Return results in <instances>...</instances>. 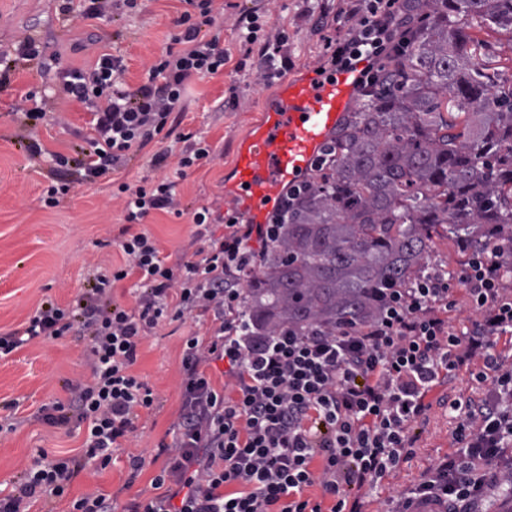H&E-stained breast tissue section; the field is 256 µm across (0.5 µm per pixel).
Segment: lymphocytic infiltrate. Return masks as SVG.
Returning <instances> with one entry per match:
<instances>
[{
  "label": "lymphocytic infiltrate",
  "instance_id": "1",
  "mask_svg": "<svg viewBox=\"0 0 512 512\" xmlns=\"http://www.w3.org/2000/svg\"><path fill=\"white\" fill-rule=\"evenodd\" d=\"M187 2L173 47L149 66L139 86L127 85L123 57L109 53L91 71H61L66 96L96 105L90 149L75 162L83 181L96 182L131 160L181 114L190 80L216 74L232 60L208 34L220 18L213 0ZM352 11L359 21L347 38L329 43L330 63L366 60L358 81L364 88L374 62L404 42L410 24L400 15V0H353ZM237 30L247 53L235 62L237 70L255 56L264 82L285 72L286 33L271 34L254 11L239 18ZM213 158L201 138L175 158L155 153L151 165H175L182 176ZM174 189L166 177L119 184L126 227L115 244L123 265L100 274L97 287L73 305L44 301L22 328L0 335V358L36 339L87 337L91 368L86 380L69 385L67 401L39 409L47 425L85 427L82 454L57 457L38 449L12 493L0 496V512H30L40 499L63 498L87 467L107 468L114 450L133 438L140 410H153L158 401L129 372L141 339L162 323L207 314L216 323L211 336L195 333L185 341L181 411L171 442L158 445L166 464L152 480L156 496L119 506L92 492L75 498L69 512H362L359 490L374 488L413 457L409 425L426 411L428 392L477 355L483 366L471 381L493 382L495 390L478 402H451L456 455L424 474L401 497L399 512L428 504L479 512L487 488L512 487V460L505 457L512 447V371L496 351L498 343L512 344L505 243L491 240L473 251L457 280L432 267L410 287L390 289L379 314L361 327L252 336L240 316L241 287L258 270L260 249L275 238L282 212L265 224L227 216L221 237L172 264L148 232L128 227L153 210L182 216ZM130 277L135 304L128 308L108 289ZM459 287L480 313L460 333L451 325ZM219 361L226 381L218 388L207 368ZM314 486L320 495H309Z\"/></svg>",
  "mask_w": 512,
  "mask_h": 512
}]
</instances>
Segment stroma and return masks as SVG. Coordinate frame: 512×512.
I'll list each match as a JSON object with an SVG mask.
<instances>
[{"label":"stroma","mask_w":512,"mask_h":512,"mask_svg":"<svg viewBox=\"0 0 512 512\" xmlns=\"http://www.w3.org/2000/svg\"><path fill=\"white\" fill-rule=\"evenodd\" d=\"M351 0H215L224 12V25L216 34L234 57L214 77L191 81L185 93V114L174 136L155 138L112 179L76 185L58 206L45 207L47 186L72 180L74 167L59 166L54 153H70L87 144L86 123L90 104L72 101L60 90L58 74L66 68H91L98 55L122 56L124 79L135 87L144 80L150 64L170 45L175 22L187 10L186 0H136L135 7H121L114 15L88 19L82 0H0V64L9 76L0 84V333L26 322L43 301L67 304L90 287L101 267L122 262L112 240L124 225V202L113 197L112 185L136 186L156 175L151 156L160 150L180 152L177 137L194 133L213 147L216 157L194 167L176 180L175 191L184 208L201 206L224 212V184L232 175L237 147L246 132L259 123L276 86L261 82L256 70L235 71L233 63L245 49L238 40L236 22L253 8L264 12L271 28L288 31L290 72L324 66L327 38L347 36L355 24ZM477 55L497 75L500 87L512 85V35L473 29ZM40 46L39 57L22 60L18 47L23 38ZM34 96L47 115L36 135L46 150L29 159L21 137L17 110L26 96ZM143 228L170 262H177L207 246L194 235L189 217H175L156 210ZM205 333L200 322H172L142 339L133 374L160 396V405L142 413L129 446L115 451L105 470L82 472L67 498L53 502L54 512H67L71 499L97 490L127 502L154 493L152 478L164 460L157 445L177 423L181 409L184 343L191 332ZM86 339L69 336L49 342L36 340L0 359V487L12 488L29 468L38 449L76 454L83 435L75 427H53L38 421L42 405L66 399L67 381L89 375ZM460 374L426 397L428 409L411 425L417 434L415 454L365 494L364 512H394L400 496L420 475L443 459L454 456L455 427L451 400L486 398L492 383L478 384ZM143 460L138 477H131L129 456Z\"/></svg>","instance_id":"obj_1"}]
</instances>
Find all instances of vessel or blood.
I'll return each mask as SVG.
<instances>
[{
  "label": "vessel or blood",
  "mask_w": 512,
  "mask_h": 512,
  "mask_svg": "<svg viewBox=\"0 0 512 512\" xmlns=\"http://www.w3.org/2000/svg\"><path fill=\"white\" fill-rule=\"evenodd\" d=\"M365 61L329 75L306 69L282 76L262 120L248 130L234 158V178L225 184L230 210L247 222L267 223L289 184L309 173L333 132L357 100Z\"/></svg>",
  "instance_id": "b4317fda"
}]
</instances>
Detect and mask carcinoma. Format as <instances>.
Segmentation results:
<instances>
[{
    "label": "carcinoma",
    "mask_w": 512,
    "mask_h": 512,
    "mask_svg": "<svg viewBox=\"0 0 512 512\" xmlns=\"http://www.w3.org/2000/svg\"><path fill=\"white\" fill-rule=\"evenodd\" d=\"M417 20L325 144L241 307L257 336L361 326L409 285L430 243L512 242V87L470 28L512 33V0H402Z\"/></svg>",
    "instance_id": "1"
}]
</instances>
